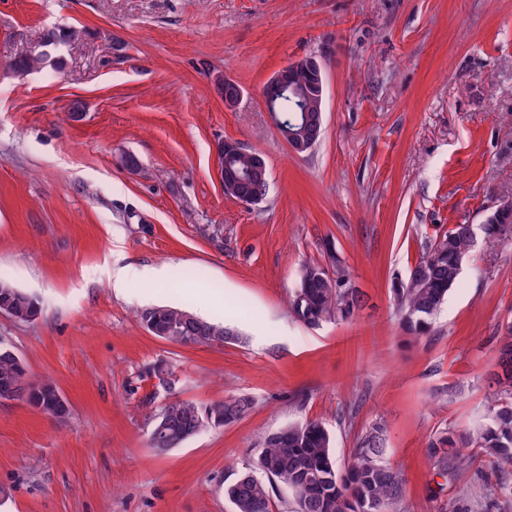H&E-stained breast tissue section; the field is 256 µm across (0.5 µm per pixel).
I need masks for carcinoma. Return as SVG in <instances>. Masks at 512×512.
I'll use <instances>...</instances> for the list:
<instances>
[{"mask_svg":"<svg viewBox=\"0 0 512 512\" xmlns=\"http://www.w3.org/2000/svg\"><path fill=\"white\" fill-rule=\"evenodd\" d=\"M42 54L21 55L8 66L24 74L41 61ZM307 99L292 93L276 100L279 121L298 129L305 120ZM253 152L237 153L224 161V167L245 176L250 171ZM471 239L465 225L456 224L435 239L427 252L410 268L406 279L393 283V297L402 324L417 335L425 334L430 320L458 284ZM314 267L304 268L300 286L291 299L294 316L305 325H316L333 318H346L359 307L361 295L351 287L350 277L341 264L329 275L313 278ZM9 316L29 322L40 313L33 295L0 281V308ZM144 327L153 335L180 345L222 344L236 336L221 323L201 319L185 310L154 307L140 316ZM497 389L488 425L476 433L445 431L427 446L437 474L450 481L460 477L463 466L474 458L497 473L499 493L512 495V485L505 471L512 470V328L499 337ZM16 386L26 393L27 402L50 419L62 421L69 410L56 402L58 389L51 381L33 384L19 355L0 344V388ZM248 397H231L204 409L181 401L165 404L154 419L155 431L150 445L159 454L177 448L208 427L232 425L252 409ZM385 448L381 438L370 433L355 448L353 460L340 469L328 429L310 420L265 437L256 466L268 478L257 479L244 471L224 489L235 512H270L271 494L279 487L292 492L295 512H396L403 498L402 480L382 461Z\"/></svg>","mask_w":512,"mask_h":512,"instance_id":"obj_1","label":"carcinoma"}]
</instances>
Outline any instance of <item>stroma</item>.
I'll return each mask as SVG.
<instances>
[{
  "mask_svg": "<svg viewBox=\"0 0 512 512\" xmlns=\"http://www.w3.org/2000/svg\"><path fill=\"white\" fill-rule=\"evenodd\" d=\"M53 28L65 46L26 75L7 69ZM309 54L325 132L295 154L262 92ZM227 77L243 91L232 108ZM226 139L264 156L261 204L225 195ZM506 201L512 0H0V280L40 304L30 322L0 314V342L70 406L57 423L0 404V512H234L224 488L263 438L309 420L343 465L379 432L401 512H500L488 467L446 484L426 448L488 422L496 340L512 326V224L490 237L484 221ZM457 224L475 233L459 285L425 335L407 333L392 282ZM336 259L364 307L301 323L290 299L304 267ZM122 266L168 274L118 293L108 273ZM157 306L237 338H158L138 318ZM158 361L174 388L149 375ZM230 396L254 401L237 423L150 448L166 402Z\"/></svg>",
  "mask_w": 512,
  "mask_h": 512,
  "instance_id": "stroma-1",
  "label": "stroma"
}]
</instances>
